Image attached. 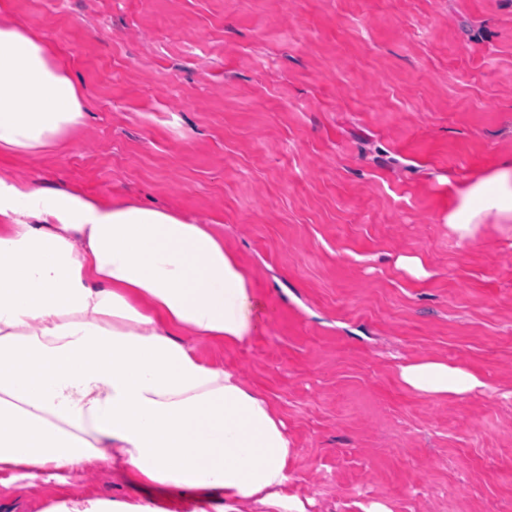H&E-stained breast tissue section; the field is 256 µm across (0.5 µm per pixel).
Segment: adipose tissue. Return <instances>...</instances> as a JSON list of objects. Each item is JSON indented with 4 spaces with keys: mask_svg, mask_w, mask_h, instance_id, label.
Instances as JSON below:
<instances>
[{
    "mask_svg": "<svg viewBox=\"0 0 512 512\" xmlns=\"http://www.w3.org/2000/svg\"><path fill=\"white\" fill-rule=\"evenodd\" d=\"M85 117L78 83L24 24L0 23V156L58 151ZM448 230L512 223V158L454 192ZM264 303L211 225L0 176V492L22 479L64 484L119 472L150 497L51 499L42 512H194L243 502L307 512L288 490L295 449L271 397L200 342L235 346L262 328ZM401 381L426 396L484 382L440 360L410 361Z\"/></svg>",
    "mask_w": 512,
    "mask_h": 512,
    "instance_id": "1",
    "label": "adipose tissue"
}]
</instances>
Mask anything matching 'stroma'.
I'll return each instance as SVG.
<instances>
[{
	"instance_id": "35a3bbf8",
	"label": "stroma",
	"mask_w": 512,
	"mask_h": 512,
	"mask_svg": "<svg viewBox=\"0 0 512 512\" xmlns=\"http://www.w3.org/2000/svg\"><path fill=\"white\" fill-rule=\"evenodd\" d=\"M80 85L57 153L0 174L212 225L265 303L202 343L267 393L309 512H512V231L451 235L450 191L512 157V0H0ZM421 258L428 275L400 269ZM437 358L484 391L428 397ZM136 502L120 476L38 483ZM401 381L426 396L463 395L485 386L480 375L440 360L410 361L399 367Z\"/></svg>"
}]
</instances>
